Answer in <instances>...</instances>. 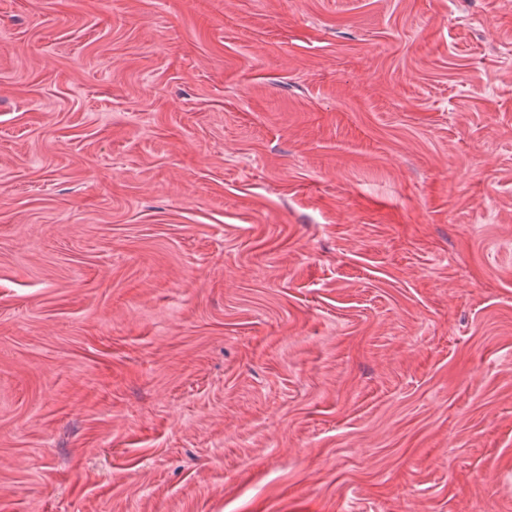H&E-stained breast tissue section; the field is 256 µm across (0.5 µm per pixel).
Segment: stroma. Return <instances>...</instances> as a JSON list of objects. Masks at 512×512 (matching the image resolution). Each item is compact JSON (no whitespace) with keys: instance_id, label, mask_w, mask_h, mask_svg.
<instances>
[{"instance_id":"obj_1","label":"stroma","mask_w":512,"mask_h":512,"mask_svg":"<svg viewBox=\"0 0 512 512\" xmlns=\"http://www.w3.org/2000/svg\"><path fill=\"white\" fill-rule=\"evenodd\" d=\"M0 0V512H512V0Z\"/></svg>"}]
</instances>
